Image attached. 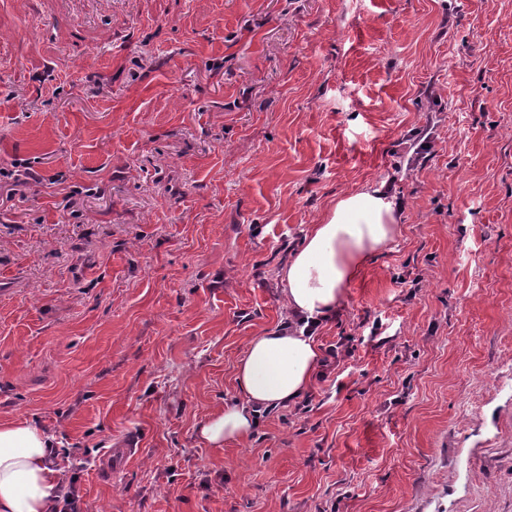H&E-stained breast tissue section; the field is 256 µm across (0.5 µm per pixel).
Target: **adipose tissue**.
I'll return each instance as SVG.
<instances>
[{
    "mask_svg": "<svg viewBox=\"0 0 512 512\" xmlns=\"http://www.w3.org/2000/svg\"><path fill=\"white\" fill-rule=\"evenodd\" d=\"M400 221V207L384 187L368 184L337 197L279 269L294 327L251 337L235 371L245 400L206 419L199 428L203 440L219 448L244 438L261 410L297 401L309 390L321 350L306 325L335 314L345 287L395 239ZM54 448L35 424L0 423V512H54Z\"/></svg>",
    "mask_w": 512,
    "mask_h": 512,
    "instance_id": "adipose-tissue-1",
    "label": "adipose tissue"
}]
</instances>
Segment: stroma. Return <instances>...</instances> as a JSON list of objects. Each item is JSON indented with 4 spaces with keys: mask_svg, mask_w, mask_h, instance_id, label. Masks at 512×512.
Segmentation results:
<instances>
[{
    "mask_svg": "<svg viewBox=\"0 0 512 512\" xmlns=\"http://www.w3.org/2000/svg\"><path fill=\"white\" fill-rule=\"evenodd\" d=\"M17 159L0 421L83 512H512V0H0ZM381 183L400 232L315 332L353 357L210 447L280 264Z\"/></svg>",
    "mask_w": 512,
    "mask_h": 512,
    "instance_id": "obj_1",
    "label": "stroma"
}]
</instances>
